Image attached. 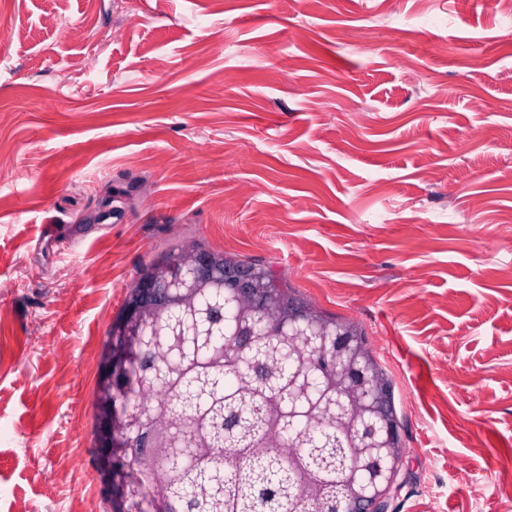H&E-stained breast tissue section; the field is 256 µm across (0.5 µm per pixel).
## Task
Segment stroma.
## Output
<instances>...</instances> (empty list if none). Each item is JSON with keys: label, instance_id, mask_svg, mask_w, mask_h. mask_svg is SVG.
Segmentation results:
<instances>
[{"label": "stroma", "instance_id": "obj_1", "mask_svg": "<svg viewBox=\"0 0 512 512\" xmlns=\"http://www.w3.org/2000/svg\"><path fill=\"white\" fill-rule=\"evenodd\" d=\"M0 512L102 501L95 386L182 235L359 320L400 512H506L512 28L467 0H0ZM388 184L387 193L374 191ZM198 252L195 250H184L178 253L166 254L148 264L143 270L142 275L155 285L162 286V282L169 276L171 266V261L169 260L181 257L180 264H188L194 260Z\"/></svg>", "mask_w": 512, "mask_h": 512}]
</instances>
